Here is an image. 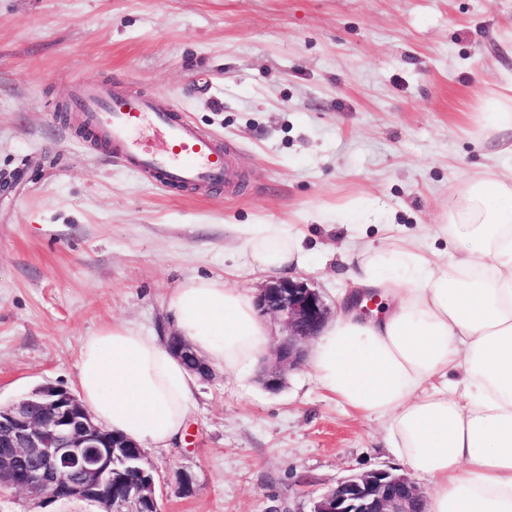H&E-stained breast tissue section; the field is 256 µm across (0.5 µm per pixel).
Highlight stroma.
<instances>
[{"label": "stroma", "instance_id": "1", "mask_svg": "<svg viewBox=\"0 0 512 512\" xmlns=\"http://www.w3.org/2000/svg\"><path fill=\"white\" fill-rule=\"evenodd\" d=\"M83 82L162 97L237 180L164 187L115 158L67 109ZM510 82L512 0H0V404L75 389L106 323L169 335L166 296L234 264L233 225H303L327 261L296 278L332 307L350 225L447 251L451 195L512 166L486 110ZM146 456L163 512H311L347 475L408 471L303 368L277 392L214 371ZM0 512L91 508L6 489Z\"/></svg>", "mask_w": 512, "mask_h": 512}]
</instances>
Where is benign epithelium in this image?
<instances>
[{
	"label": "benign epithelium",
	"instance_id": "1",
	"mask_svg": "<svg viewBox=\"0 0 512 512\" xmlns=\"http://www.w3.org/2000/svg\"><path fill=\"white\" fill-rule=\"evenodd\" d=\"M258 307L279 318L287 335L274 350L264 385L275 391L284 373L301 367L303 344L317 336L331 309L321 293L303 281L278 279L263 288ZM174 354L192 363L202 378L211 369L181 336L168 337ZM115 433L96 423L78 397L45 384L26 398L0 406V489L14 488L50 500H82L100 512H160L156 480H129L113 491ZM424 488L407 475L386 469L351 474L321 494L312 512H427Z\"/></svg>",
	"mask_w": 512,
	"mask_h": 512
}]
</instances>
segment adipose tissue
Wrapping results in <instances>:
<instances>
[{
	"label": "adipose tissue",
	"mask_w": 512,
	"mask_h": 512,
	"mask_svg": "<svg viewBox=\"0 0 512 512\" xmlns=\"http://www.w3.org/2000/svg\"><path fill=\"white\" fill-rule=\"evenodd\" d=\"M450 256L426 245L361 246L335 320L312 341L316 384L353 411L383 420L396 460L431 478L427 512H512V170L470 180L451 198ZM228 250L242 261L191 277L166 299L175 333L205 362L246 383L269 352L270 329L236 279L310 268L296 224H239ZM381 295L374 319L353 291ZM76 380L94 421L141 447L178 441L199 377L164 336L123 322L82 343Z\"/></svg>",
	"instance_id": "1"
}]
</instances>
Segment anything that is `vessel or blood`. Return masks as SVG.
<instances>
[{"label":"vessel or blood","mask_w":512,"mask_h":512,"mask_svg":"<svg viewBox=\"0 0 512 512\" xmlns=\"http://www.w3.org/2000/svg\"><path fill=\"white\" fill-rule=\"evenodd\" d=\"M77 102L84 123L110 143L116 156L165 184L216 188L233 176L215 140L162 98L132 97L86 83L78 89Z\"/></svg>","instance_id":"vessel-or-blood-1"}]
</instances>
